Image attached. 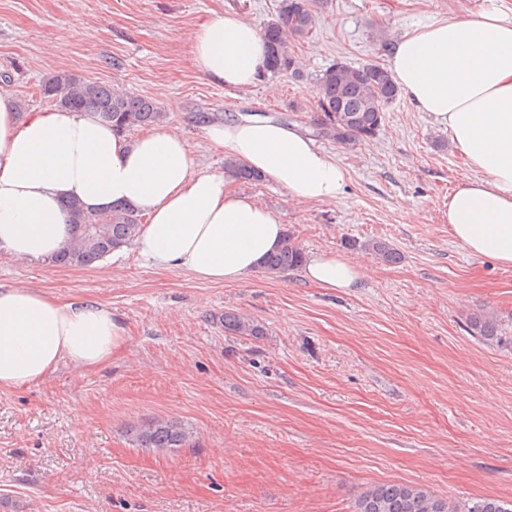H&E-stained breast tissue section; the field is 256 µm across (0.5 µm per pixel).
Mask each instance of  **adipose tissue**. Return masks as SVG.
I'll return each instance as SVG.
<instances>
[{"label":"adipose tissue","mask_w":512,"mask_h":512,"mask_svg":"<svg viewBox=\"0 0 512 512\" xmlns=\"http://www.w3.org/2000/svg\"><path fill=\"white\" fill-rule=\"evenodd\" d=\"M194 69L226 91H243L266 63L262 35L242 16L212 13L188 36ZM387 70L402 93L445 128L469 170L448 196V229L470 254L512 266V14L497 0L472 12L403 30ZM223 153L287 191L292 200L333 203L348 172L301 128L243 117L205 129ZM85 209L124 204L146 217L135 246L150 266L212 283H237L285 237L259 200L226 173L196 170L186 140L158 126L134 139L89 112L63 108L19 115L0 90V252L24 264L52 261L72 237L66 200ZM303 275L351 288L360 271L319 254ZM125 329L96 301L64 302L37 288H0V389L35 385L60 364L98 366Z\"/></svg>","instance_id":"adipose-tissue-1"}]
</instances>
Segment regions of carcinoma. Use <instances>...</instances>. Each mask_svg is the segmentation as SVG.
Masks as SVG:
<instances>
[{"mask_svg":"<svg viewBox=\"0 0 512 512\" xmlns=\"http://www.w3.org/2000/svg\"><path fill=\"white\" fill-rule=\"evenodd\" d=\"M314 26L311 0H283L277 17L262 32L267 48V71L300 76L291 53V40L308 35ZM40 92L63 108L95 114L119 134L135 126H154L166 119V113L153 101L131 96L109 84L66 74L47 79ZM315 94L321 110L315 133L351 146L376 134L386 105L398 97L399 89L388 71L378 65L356 67L338 62L316 78ZM224 169L239 181H261L258 173L232 159L225 161ZM65 208L73 225V242L54 260L65 267H90L102 261L129 245L143 224L140 214L122 205L96 212L69 200ZM363 248L386 263L400 259L397 249L384 240H369ZM304 258L302 249L287 235L280 248L265 259L261 272L270 278L278 277L299 267ZM224 330L237 336L264 335L262 327L244 313H224ZM469 331L484 340H509L501 320L492 313L473 314ZM126 433L141 448H181L190 437L188 429L172 419H154L131 426ZM354 512H512V502L484 498L462 506L416 486L386 483L363 491L356 499Z\"/></svg>","mask_w":512,"mask_h":512,"instance_id":"carcinoma-1","label":"carcinoma"}]
</instances>
